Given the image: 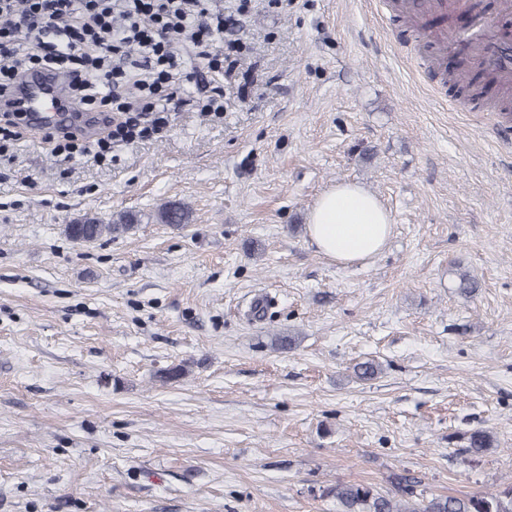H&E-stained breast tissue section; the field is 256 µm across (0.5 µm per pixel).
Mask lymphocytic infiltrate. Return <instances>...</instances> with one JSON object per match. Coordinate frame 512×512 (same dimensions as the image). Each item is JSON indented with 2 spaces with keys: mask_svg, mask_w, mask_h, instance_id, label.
Segmentation results:
<instances>
[{
  "mask_svg": "<svg viewBox=\"0 0 512 512\" xmlns=\"http://www.w3.org/2000/svg\"><path fill=\"white\" fill-rule=\"evenodd\" d=\"M212 0H0V105L16 101L23 71L70 74V107L99 113L97 138L71 127L53 133L58 154L91 155L102 163L112 147L149 138L166 114L185 103L199 59L222 76L237 65L238 40L216 45L237 14Z\"/></svg>",
  "mask_w": 512,
  "mask_h": 512,
  "instance_id": "1",
  "label": "lymphocytic infiltrate"
}]
</instances>
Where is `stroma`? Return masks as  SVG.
<instances>
[{
  "label": "stroma",
  "instance_id": "stroma-1",
  "mask_svg": "<svg viewBox=\"0 0 512 512\" xmlns=\"http://www.w3.org/2000/svg\"><path fill=\"white\" fill-rule=\"evenodd\" d=\"M396 4L254 0L223 112L169 113L101 166L29 130L0 154V512H336V481L512 485V121L503 90H451L472 53ZM341 182L394 222L346 266L307 235ZM167 202L189 223H157ZM120 211L130 234H65ZM476 429L495 444L474 457Z\"/></svg>",
  "mask_w": 512,
  "mask_h": 512
}]
</instances>
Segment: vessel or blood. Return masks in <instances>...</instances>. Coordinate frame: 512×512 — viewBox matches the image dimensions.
<instances>
[{"label":"vessel or blood","instance_id":"b4317fda","mask_svg":"<svg viewBox=\"0 0 512 512\" xmlns=\"http://www.w3.org/2000/svg\"><path fill=\"white\" fill-rule=\"evenodd\" d=\"M401 7L414 18H433L447 9L448 0H401ZM435 38L447 47L468 42L477 53L494 62L503 78H512V50L501 52L502 38L492 21L480 17L469 31L443 30L437 32ZM16 81L25 90L19 109L28 114L30 130L38 131L48 124H60L58 103L65 94L67 84L63 75L22 72Z\"/></svg>","mask_w":512,"mask_h":512}]
</instances>
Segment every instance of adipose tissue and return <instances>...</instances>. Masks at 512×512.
<instances>
[{"instance_id": "adipose-tissue-1", "label": "adipose tissue", "mask_w": 512, "mask_h": 512, "mask_svg": "<svg viewBox=\"0 0 512 512\" xmlns=\"http://www.w3.org/2000/svg\"><path fill=\"white\" fill-rule=\"evenodd\" d=\"M393 228L390 213L363 187L344 182L323 192L309 218L308 237L316 251L339 264L381 252Z\"/></svg>"}]
</instances>
